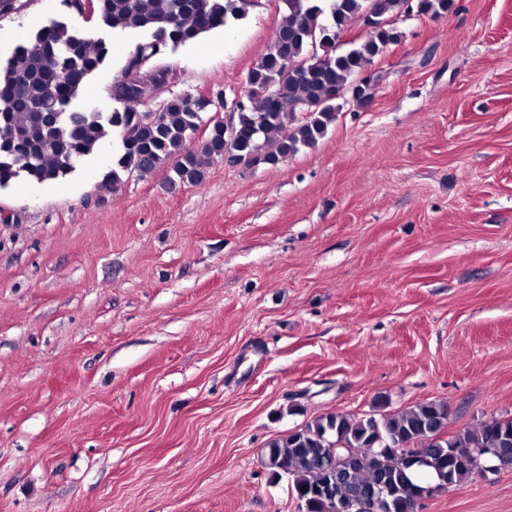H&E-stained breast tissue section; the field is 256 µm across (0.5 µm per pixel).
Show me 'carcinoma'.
<instances>
[{
  "instance_id": "carcinoma-1",
  "label": "carcinoma",
  "mask_w": 512,
  "mask_h": 512,
  "mask_svg": "<svg viewBox=\"0 0 512 512\" xmlns=\"http://www.w3.org/2000/svg\"><path fill=\"white\" fill-rule=\"evenodd\" d=\"M406 0H282L284 10L271 49L246 77L249 105L237 107L238 137L224 140L221 121L204 141L193 140L210 98L189 93L164 99L150 110L145 98L165 86L166 55L200 35L238 20L245 0H89L92 16L115 30L148 34L137 44L112 85L110 112H85L77 99L105 63L109 48L64 23L39 29L0 64V188L20 176L37 183L56 181L94 153L107 136L115 138L112 169L101 186L116 188L122 175L169 167L172 181L199 185L204 160L232 154L248 165L274 166L323 138L336 119L335 94L346 91L401 33L388 17ZM454 0H417V11L448 12ZM378 23L358 44L338 50L341 32L360 17ZM302 68L286 74L285 62ZM302 105L297 119L288 105ZM497 448L495 470L512 468V419H491L448 434V408L430 401L407 410L354 416L329 414L270 443L264 465L275 477L291 478L305 512H351L355 502L384 486L395 493L392 512H403L399 492L444 478L460 488L478 473L476 459ZM426 465L413 471L406 457Z\"/></svg>"
}]
</instances>
